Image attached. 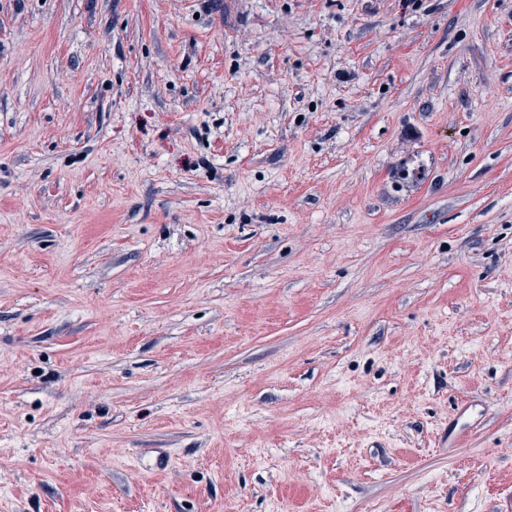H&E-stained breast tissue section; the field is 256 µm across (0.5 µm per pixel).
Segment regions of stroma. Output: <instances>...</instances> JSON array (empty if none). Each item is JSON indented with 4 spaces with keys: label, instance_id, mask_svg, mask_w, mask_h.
Wrapping results in <instances>:
<instances>
[{
    "label": "stroma",
    "instance_id": "stroma-1",
    "mask_svg": "<svg viewBox=\"0 0 512 512\" xmlns=\"http://www.w3.org/2000/svg\"><path fill=\"white\" fill-rule=\"evenodd\" d=\"M511 503L512 0H0V512Z\"/></svg>",
    "mask_w": 512,
    "mask_h": 512
}]
</instances>
